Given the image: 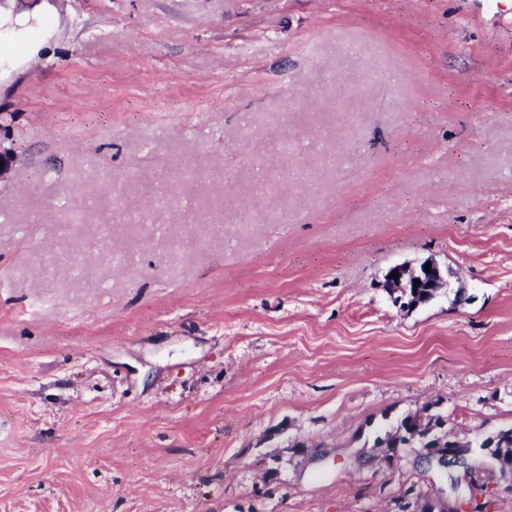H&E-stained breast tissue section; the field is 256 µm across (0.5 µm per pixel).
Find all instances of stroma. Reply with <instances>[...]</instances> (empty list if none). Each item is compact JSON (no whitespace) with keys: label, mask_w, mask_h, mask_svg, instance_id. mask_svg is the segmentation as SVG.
Wrapping results in <instances>:
<instances>
[{"label":"stroma","mask_w":512,"mask_h":512,"mask_svg":"<svg viewBox=\"0 0 512 512\" xmlns=\"http://www.w3.org/2000/svg\"><path fill=\"white\" fill-rule=\"evenodd\" d=\"M1 113L0 512H396L416 414L512 512V0H0ZM426 264H431V272H426ZM393 271H398V280L389 278ZM414 280H419L420 285L414 287ZM386 282L387 287L391 288L392 295H395V293L400 294V299L397 302L398 305L408 298V301L403 306L404 308L418 307L435 297H424L422 300H419V292L422 288H438L436 290L439 291L447 286V281L444 279L441 269L432 261L422 262L417 269H408L402 265L393 266L388 271ZM445 420L439 415H430L422 420L417 416L404 417L399 425L385 433V438H377L375 446L385 444L386 448H399L400 445H407L411 448H421L417 456L423 461H431L439 457L451 460L459 457L461 450L457 448L460 442L469 441L455 440L448 446V431H442ZM428 448H448L442 452ZM487 443H493L494 445L493 448L489 449V453L495 460L500 452H503L504 455L508 453L512 455V427L501 428L493 432L492 435L483 440L480 444L481 448H487Z\"/></svg>","instance_id":"1"}]
</instances>
